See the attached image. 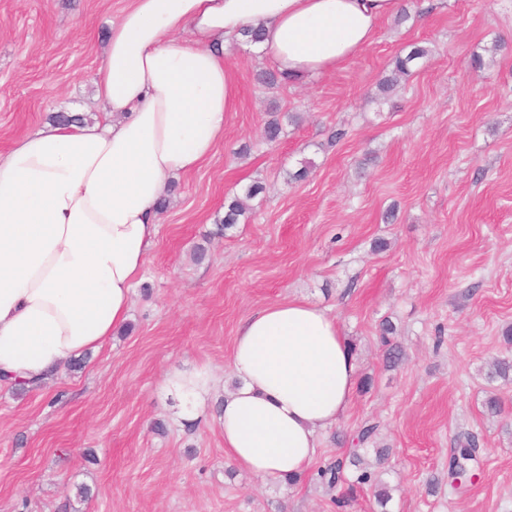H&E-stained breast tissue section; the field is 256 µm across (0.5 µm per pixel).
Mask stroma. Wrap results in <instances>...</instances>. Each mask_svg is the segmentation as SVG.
I'll return each instance as SVG.
<instances>
[{
  "label": "stroma",
  "mask_w": 512,
  "mask_h": 512,
  "mask_svg": "<svg viewBox=\"0 0 512 512\" xmlns=\"http://www.w3.org/2000/svg\"><path fill=\"white\" fill-rule=\"evenodd\" d=\"M130 3L0 0V155L53 114L100 117L92 76ZM402 5L405 23L383 19L336 70L274 89L256 80L267 61L226 46L236 109L214 154L169 181L127 330L36 389L0 387V512H336L333 492L309 477L291 486L240 470L218 421L187 418L163 384L169 371L205 367L220 401L235 383L241 322L294 298L336 317L358 379L371 381L320 433L317 462L348 456L371 423L367 461L394 450L382 475L391 501L379 506L361 486L345 512H512V382L487 377L512 325V0ZM497 41L495 65L473 69V54ZM416 44L429 56L382 94L392 58ZM274 107L300 120L271 144ZM337 128L346 135L334 143ZM306 160L308 177L288 181ZM254 181L264 193L218 233L225 199ZM385 319L404 351L393 368ZM461 432L478 437V478L453 497L429 492Z\"/></svg>",
  "instance_id": "obj_1"
}]
</instances>
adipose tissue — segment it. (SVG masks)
<instances>
[{
  "label": "adipose tissue",
  "instance_id": "adipose-tissue-1",
  "mask_svg": "<svg viewBox=\"0 0 512 512\" xmlns=\"http://www.w3.org/2000/svg\"><path fill=\"white\" fill-rule=\"evenodd\" d=\"M399 4L133 0L93 76L108 118L38 130L0 156V386L43 383L126 322L169 178L201 167L235 110L226 43L259 29L279 72L314 77L366 48ZM231 369L225 455L259 477L303 473L355 389L335 318L303 300L269 305L241 323ZM165 383L193 416L213 378L200 368Z\"/></svg>",
  "mask_w": 512,
  "mask_h": 512
}]
</instances>
